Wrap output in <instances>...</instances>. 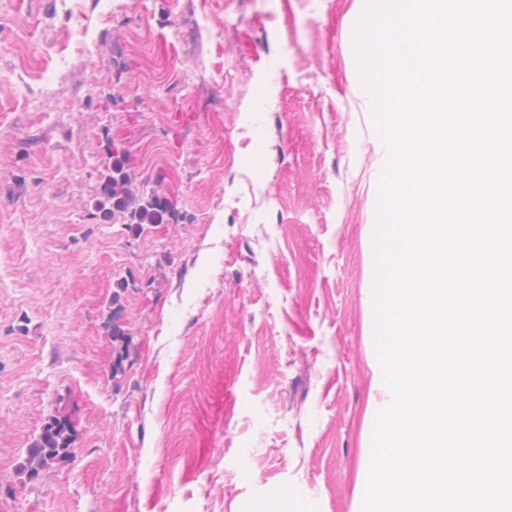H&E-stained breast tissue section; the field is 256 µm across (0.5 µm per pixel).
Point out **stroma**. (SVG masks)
<instances>
[{
    "label": "stroma",
    "mask_w": 512,
    "mask_h": 512,
    "mask_svg": "<svg viewBox=\"0 0 512 512\" xmlns=\"http://www.w3.org/2000/svg\"><path fill=\"white\" fill-rule=\"evenodd\" d=\"M365 2L0 0V512H260L279 495L361 512L390 402ZM114 141L177 221L93 219ZM58 414L76 453L28 480ZM122 307L120 304V293L115 292L112 295V343L115 345V359L112 362V375H117L123 369V353L129 344V336L126 333L124 323L122 322Z\"/></svg>",
    "instance_id": "obj_1"
}]
</instances>
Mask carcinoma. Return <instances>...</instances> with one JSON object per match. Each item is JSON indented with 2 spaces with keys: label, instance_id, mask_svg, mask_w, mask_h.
I'll list each match as a JSON object with an SVG mask.
<instances>
[{
  "label": "carcinoma",
  "instance_id": "1",
  "mask_svg": "<svg viewBox=\"0 0 512 512\" xmlns=\"http://www.w3.org/2000/svg\"><path fill=\"white\" fill-rule=\"evenodd\" d=\"M112 162L107 168L100 187V197L96 203L97 215L109 219L122 216L128 226L142 229L146 224H163L178 218L176 203L170 197L154 194L143 197L138 194L129 172L125 150L111 144ZM120 293L112 295V343L115 345V359L112 362V375L123 369V353L129 344L122 322ZM74 452L73 430L65 418L54 417L46 422L31 448L27 449L22 470L31 481L37 479L49 466L60 463Z\"/></svg>",
  "mask_w": 512,
  "mask_h": 512
}]
</instances>
